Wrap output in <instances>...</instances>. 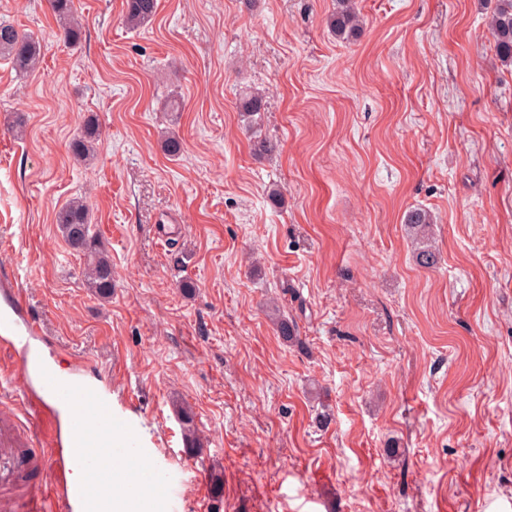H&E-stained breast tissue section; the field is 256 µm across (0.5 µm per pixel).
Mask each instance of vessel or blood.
<instances>
[{
	"mask_svg": "<svg viewBox=\"0 0 512 512\" xmlns=\"http://www.w3.org/2000/svg\"><path fill=\"white\" fill-rule=\"evenodd\" d=\"M40 323L34 319L22 296H15L9 310L0 311V343L15 353L20 367L37 363L34 382L52 409H66L67 429L58 440L64 448L62 459H41L43 469L63 462L69 469L96 475L102 488H110L111 471L102 467V457L117 465L138 458L145 465L140 473V490L131 499L137 512H178L177 495L181 475L150 453L129 430V420L115 413L112 391L105 386H88L76 376L58 375L49 362H37L36 338L41 337ZM33 438L21 433L15 418L0 421V487L12 485L27 459L23 454ZM102 498L90 494L82 485L71 484L54 497L27 499L23 512H103Z\"/></svg>",
	"mask_w": 512,
	"mask_h": 512,
	"instance_id": "obj_1",
	"label": "vessel or blood"
}]
</instances>
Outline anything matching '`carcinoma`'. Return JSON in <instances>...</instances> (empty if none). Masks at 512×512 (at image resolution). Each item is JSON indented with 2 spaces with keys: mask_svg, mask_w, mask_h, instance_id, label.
<instances>
[{
  "mask_svg": "<svg viewBox=\"0 0 512 512\" xmlns=\"http://www.w3.org/2000/svg\"><path fill=\"white\" fill-rule=\"evenodd\" d=\"M51 9L62 30V39L68 45L78 42L82 24L74 8V0H50ZM157 11L156 0H126V12L123 21L130 29L138 28L152 20ZM332 33L338 40H348L356 35L360 18L353 0H337L336 12L329 19ZM489 29L494 38L495 48L501 62L512 66V0H497L489 17ZM0 55H7L15 69L28 73L36 69L41 58V49L30 35L18 31L13 24L0 20ZM242 109L248 120L249 128L256 132L260 126L262 97L253 94L242 102ZM100 137L99 126L95 119L89 118L83 125L81 134L71 142V151L79 159L87 160L94 155L96 141ZM57 224L67 244L84 256L82 275L84 284L94 295L107 299L112 296V260L103 244L91 233L89 207L81 198H74L57 213ZM407 223L423 233L431 224L429 214L421 209L409 212ZM415 258L419 265L430 267L435 263V254L430 244L424 240L418 242ZM280 338L290 344L298 343L296 325L288 317H274ZM183 424L188 426L186 441L188 449L200 447L201 442L191 429L192 413L187 408L180 409Z\"/></svg>",
  "mask_w": 512,
  "mask_h": 512,
  "instance_id": "cac0c4a2",
  "label": "carcinoma"
}]
</instances>
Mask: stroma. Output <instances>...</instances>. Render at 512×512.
<instances>
[{
	"instance_id": "1",
	"label": "stroma",
	"mask_w": 512,
	"mask_h": 512,
	"mask_svg": "<svg viewBox=\"0 0 512 512\" xmlns=\"http://www.w3.org/2000/svg\"><path fill=\"white\" fill-rule=\"evenodd\" d=\"M123 2L75 0L70 48L47 0H0L41 46L28 75L0 57V271L43 355L111 382L114 410L186 477L180 512H512V67L495 0H356L346 43L326 25L335 0H158L135 31ZM251 90L269 156L241 118ZM91 115L101 138L79 161ZM77 196L112 259L107 300L55 222ZM415 208L433 217L430 268ZM170 212L183 234L165 244ZM273 303L303 347L279 339ZM20 409L28 455L50 454L61 415L36 395ZM488 26L501 62L512 66V0H497ZM100 137L99 126L94 118H88L81 134L71 142V151L79 159L87 160L94 155L95 144ZM406 223L412 225L411 227L417 229L420 233H423V235H421L422 239H418L420 242H417L419 246L416 248L415 252V258L418 264L425 267L434 265L435 254L428 243V238L427 241H424L426 228L431 224L429 214L422 209L412 210L407 216Z\"/></svg>"
}]
</instances>
